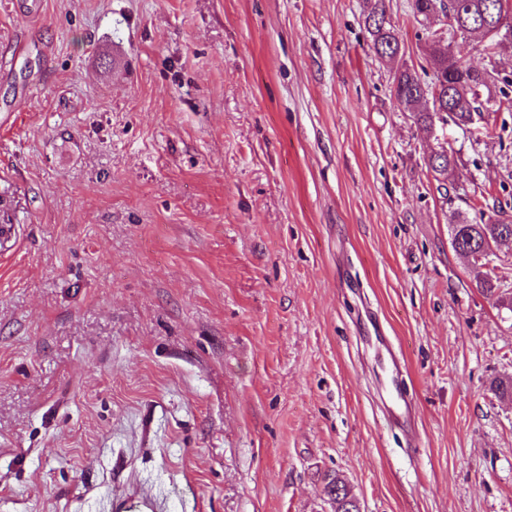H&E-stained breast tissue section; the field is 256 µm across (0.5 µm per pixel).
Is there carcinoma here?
Wrapping results in <instances>:
<instances>
[{
  "mask_svg": "<svg viewBox=\"0 0 512 512\" xmlns=\"http://www.w3.org/2000/svg\"><path fill=\"white\" fill-rule=\"evenodd\" d=\"M433 0H414L413 10L425 18L441 13L448 21V36L469 33L477 39L479 51L493 55L505 43H512V22L507 21L509 0H440L439 11L432 10ZM377 57L391 58L400 50L399 36L382 6H374L364 19ZM500 82L499 74L467 66L449 48H436L422 72L406 69L393 81V96L404 107L425 104L419 119L428 127L453 121L459 127L471 128L475 117L482 116L481 102L493 99L492 89ZM453 159L446 149L430 155L429 169L446 178ZM455 250L479 260L483 250L512 242V221L487 220L479 212V220H459L451 230ZM323 489L330 512H360V502L339 472L323 477Z\"/></svg>",
  "mask_w": 512,
  "mask_h": 512,
  "instance_id": "1",
  "label": "carcinoma"
}]
</instances>
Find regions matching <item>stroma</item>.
I'll return each mask as SVG.
<instances>
[{
    "instance_id": "obj_1",
    "label": "stroma",
    "mask_w": 512,
    "mask_h": 512,
    "mask_svg": "<svg viewBox=\"0 0 512 512\" xmlns=\"http://www.w3.org/2000/svg\"><path fill=\"white\" fill-rule=\"evenodd\" d=\"M366 4L0 0V512H512V101L426 130ZM477 220L460 219L451 230L452 244L459 253L478 261L483 250L492 242L495 246L512 242V221H485V213L479 211ZM326 503L331 512H360V502L352 493L346 480L339 472L326 473L323 477Z\"/></svg>"
}]
</instances>
